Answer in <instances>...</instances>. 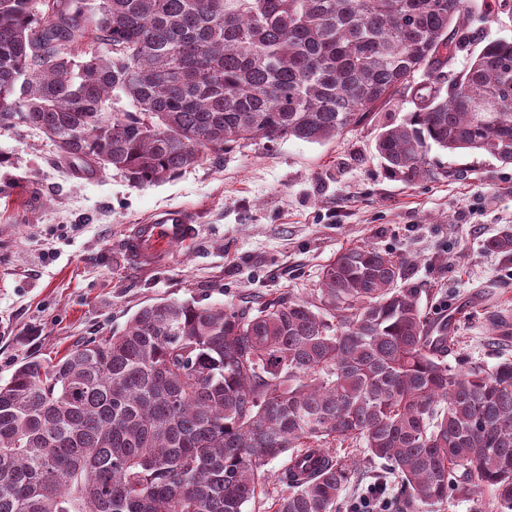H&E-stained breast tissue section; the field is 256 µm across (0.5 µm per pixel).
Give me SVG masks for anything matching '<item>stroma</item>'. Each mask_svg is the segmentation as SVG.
Returning <instances> with one entry per match:
<instances>
[{
	"mask_svg": "<svg viewBox=\"0 0 512 512\" xmlns=\"http://www.w3.org/2000/svg\"><path fill=\"white\" fill-rule=\"evenodd\" d=\"M465 2L473 20L457 71L488 41L512 38V9L493 17L494 0ZM410 109L396 102L323 143H244L155 185L112 169L84 176L37 131L0 127V381L109 336L155 301L308 298L337 252L364 243L410 260L422 308L458 338L448 362L512 359V341L490 344L497 321L512 325V259L483 248L512 226V166L435 148L432 177L390 178L376 137ZM463 166L467 177L449 176ZM164 207L197 213L195 244L135 264L127 230Z\"/></svg>",
	"mask_w": 512,
	"mask_h": 512,
	"instance_id": "1",
	"label": "stroma"
}]
</instances>
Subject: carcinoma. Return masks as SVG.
Listing matches in <instances>:
<instances>
[{"label":"carcinoma","mask_w":512,"mask_h":512,"mask_svg":"<svg viewBox=\"0 0 512 512\" xmlns=\"http://www.w3.org/2000/svg\"><path fill=\"white\" fill-rule=\"evenodd\" d=\"M465 0H0V126L60 159L158 184L234 144L331 140L398 96L387 175L429 153L512 165V39L463 48ZM486 248L512 256V231ZM374 245L322 268L309 299L160 301L53 364L0 382V512H244L288 455L267 512H343L364 448L392 512L483 490L512 512V362L446 361L456 337Z\"/></svg>","instance_id":"cac0c4a2"}]
</instances>
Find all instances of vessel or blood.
Returning <instances> with one entry per match:
<instances>
[{
    "mask_svg": "<svg viewBox=\"0 0 512 512\" xmlns=\"http://www.w3.org/2000/svg\"><path fill=\"white\" fill-rule=\"evenodd\" d=\"M196 214L182 208L161 209L143 224L133 225L125 239V252L137 261L151 262L163 244L178 241L194 243L197 229Z\"/></svg>",
    "mask_w": 512,
    "mask_h": 512,
    "instance_id": "1",
    "label": "vessel or blood"
}]
</instances>
